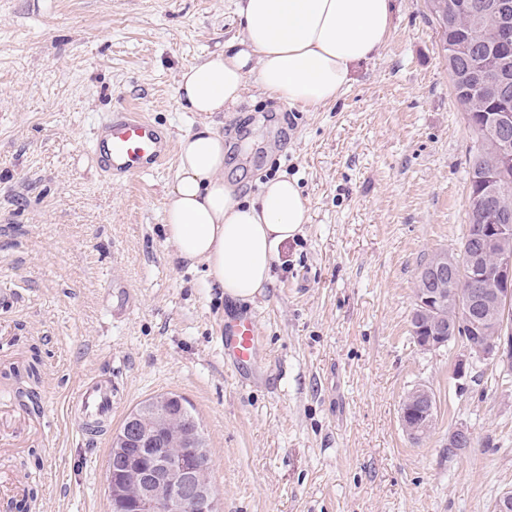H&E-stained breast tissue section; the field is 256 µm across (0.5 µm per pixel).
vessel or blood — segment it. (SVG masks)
Returning <instances> with one entry per match:
<instances>
[{
    "label": "vessel or blood",
    "mask_w": 512,
    "mask_h": 512,
    "mask_svg": "<svg viewBox=\"0 0 512 512\" xmlns=\"http://www.w3.org/2000/svg\"><path fill=\"white\" fill-rule=\"evenodd\" d=\"M172 142L142 112L122 108L105 115L91 139L92 159L108 177L127 180L160 168L168 159ZM224 357L233 371L256 364L259 328L255 317L225 322L221 332ZM115 394L111 377L84 382L67 403V416L79 434L104 438L112 430Z\"/></svg>",
    "instance_id": "1"
}]
</instances>
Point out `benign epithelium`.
I'll return each mask as SVG.
<instances>
[{"label":"benign epithelium","instance_id":"benign-epithelium-1","mask_svg":"<svg viewBox=\"0 0 512 512\" xmlns=\"http://www.w3.org/2000/svg\"><path fill=\"white\" fill-rule=\"evenodd\" d=\"M498 21L497 36L490 49L496 60L512 55V4L497 0L489 6ZM487 139L494 144L495 161L481 179L482 191L471 195L472 209L485 211L489 223L481 225L470 257L466 293L467 310L464 319L451 323L445 316H436L444 302V282L456 273V263L446 252L437 253L424 269L426 287L417 289L416 312L433 325L417 329L416 344L422 350H436L453 339H461L463 351L458 356L457 376L466 375V367L478 362L512 364V335L504 333L495 319L484 313L494 311L500 304L512 300V253L501 249L505 239L512 236V214L486 209L490 197L499 194L503 184L501 174L512 168V113L483 114ZM498 251L496 265L488 270L481 259ZM433 394L425 386L412 389L402 405V423L406 433L416 438L432 424ZM136 446L149 459L140 497L128 501L117 481L110 483V492L118 493L125 508L120 512H209L210 492L197 484L196 472L210 465V455L202 445L200 429L187 436L186 446L176 457H170L155 447L152 437L139 434L127 424L120 434V447Z\"/></svg>","mask_w":512,"mask_h":512}]
</instances>
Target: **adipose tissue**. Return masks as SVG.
Returning <instances> with one entry per match:
<instances>
[{"instance_id": "1", "label": "adipose tissue", "mask_w": 512, "mask_h": 512, "mask_svg": "<svg viewBox=\"0 0 512 512\" xmlns=\"http://www.w3.org/2000/svg\"><path fill=\"white\" fill-rule=\"evenodd\" d=\"M241 36L180 72L177 93L202 118L179 139L178 173L165 195L164 235L179 264L206 268V287L250 303L273 283L274 260L307 221L294 180L265 182L252 200L224 179L227 150L215 115L248 88L289 106L336 101L355 66L390 33L393 0H237Z\"/></svg>"}]
</instances>
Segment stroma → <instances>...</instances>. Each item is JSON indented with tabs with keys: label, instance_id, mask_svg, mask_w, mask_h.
Here are the masks:
<instances>
[{
	"label": "stroma",
	"instance_id": "1",
	"mask_svg": "<svg viewBox=\"0 0 512 512\" xmlns=\"http://www.w3.org/2000/svg\"><path fill=\"white\" fill-rule=\"evenodd\" d=\"M426 13L395 0L379 55L335 103L250 92L225 113L241 195L284 174L308 207L272 287L233 306L165 241L177 158L112 181L89 142L125 107L175 141L194 128L178 74L238 33L235 0H0V481L34 488L30 512H111L112 444L65 417L105 373L115 424L160 394L189 401L220 512H495L512 490V382L489 363L457 377L459 343L423 351L411 335L422 265L458 252L468 222L472 144ZM235 311L262 336L263 374L243 386L219 336ZM419 385L437 409L415 443L401 404ZM459 429L472 445L449 453Z\"/></svg>",
	"mask_w": 512,
	"mask_h": 512
}]
</instances>
